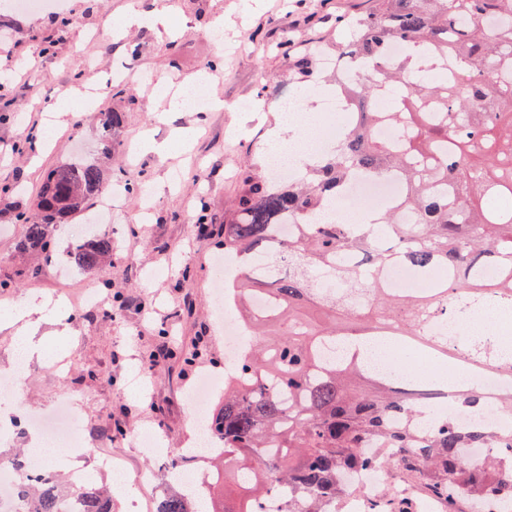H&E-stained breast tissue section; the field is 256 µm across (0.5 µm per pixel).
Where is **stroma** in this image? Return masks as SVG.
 Returning a JSON list of instances; mask_svg holds the SVG:
<instances>
[{
    "instance_id": "obj_1",
    "label": "stroma",
    "mask_w": 512,
    "mask_h": 512,
    "mask_svg": "<svg viewBox=\"0 0 512 512\" xmlns=\"http://www.w3.org/2000/svg\"><path fill=\"white\" fill-rule=\"evenodd\" d=\"M72 20L58 35L51 10L17 13L0 0V312L29 296L48 298L97 289L102 308L72 309L67 335L41 329L44 354L29 362L21 394L28 408H54L68 394L84 442L76 459L50 450L52 468L71 462L96 483L100 470L121 459L129 476L155 466L171 479L170 462L149 461L135 446L137 432H156L163 448H182L196 433L188 397L202 373L224 371V329L216 319L224 256V212L240 193L244 169L266 163L269 131L283 120L278 77L291 57L344 41L341 18L373 7V0H63ZM165 12V24L120 34L130 12ZM224 19V46L209 36ZM289 42L292 55L280 50ZM217 63L212 82L223 110H170L159 86H179ZM244 100L256 111L239 112ZM123 124L112 158L101 161L106 184H129L112 225V261L92 272L61 269L20 253L28 209L46 169L97 157L103 113ZM151 133L161 149L133 147ZM26 143L11 152L9 143ZM150 198H143L142 189ZM209 218L199 232V210ZM153 362L154 373L141 366Z\"/></svg>"
}]
</instances>
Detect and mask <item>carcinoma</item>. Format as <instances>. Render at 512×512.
<instances>
[{
  "label": "carcinoma",
  "instance_id": "carcinoma-1",
  "mask_svg": "<svg viewBox=\"0 0 512 512\" xmlns=\"http://www.w3.org/2000/svg\"><path fill=\"white\" fill-rule=\"evenodd\" d=\"M354 35L334 54L352 60L357 81L336 93L350 110L336 148L318 154L297 181L258 178L248 171L240 195L224 215V254L238 276L225 286L251 344L237 371L224 377V403L207 421L221 443L213 466L249 492L238 507L211 512H262L260 501L280 494L277 512H321L325 497L336 512L355 489L343 483L352 468L401 469L421 496L455 512L466 501L480 512H512V390L498 404L463 388L417 394L373 376L358 357L328 360L323 345L344 324H364V335L393 331L415 355L427 348L453 360L448 340L428 334L433 320L458 321L475 306L512 308V208L483 207L482 198L512 196V0H376L356 18ZM405 50L400 61L391 46ZM416 60L427 75L416 78ZM291 77L301 86L318 80L313 56H302ZM393 100L390 112L378 99ZM120 112L101 122L100 151L112 154ZM392 125L394 147L377 135ZM399 175L400 197L380 224H344L333 201L358 176ZM104 192L95 160L50 169L25 224L18 249L50 250L54 226L67 224ZM413 221L401 223V212ZM294 222L286 239L282 221ZM112 257V237L91 230L72 247L69 261L92 271ZM406 264L425 282L414 294L384 287L385 269ZM264 297L259 314L252 299ZM494 337L483 326L472 336L474 366L493 359ZM466 415L492 413L494 429L461 426L426 413L442 395ZM485 449L480 467L466 460ZM27 512H61L71 498L78 512H112V494L95 483L75 485L52 474L25 488ZM187 489L162 497L159 512H202Z\"/></svg>",
  "mask_w": 512,
  "mask_h": 512
}]
</instances>
